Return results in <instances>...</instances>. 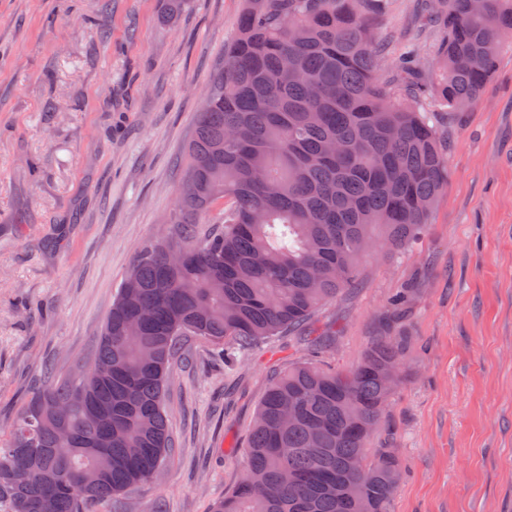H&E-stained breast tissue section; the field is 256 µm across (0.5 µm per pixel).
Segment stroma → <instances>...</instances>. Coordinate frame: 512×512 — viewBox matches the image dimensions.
<instances>
[{"mask_svg": "<svg viewBox=\"0 0 512 512\" xmlns=\"http://www.w3.org/2000/svg\"><path fill=\"white\" fill-rule=\"evenodd\" d=\"M244 0H0V430L45 366L80 369L126 272L161 240L211 72ZM386 59L429 58L412 0L383 22ZM434 119L451 178L428 224L315 313L324 359L361 360L411 289L400 384L373 434L406 475L393 512H512V43L480 100ZM293 336L232 365L196 342L168 384L180 448L151 485L95 512H212L242 477L270 376L307 358Z\"/></svg>", "mask_w": 512, "mask_h": 512, "instance_id": "stroma-1", "label": "stroma"}]
</instances>
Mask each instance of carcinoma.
<instances>
[{
  "mask_svg": "<svg viewBox=\"0 0 512 512\" xmlns=\"http://www.w3.org/2000/svg\"><path fill=\"white\" fill-rule=\"evenodd\" d=\"M390 7L245 0L185 148L175 231L142 250L90 360L48 372L0 433V512H90L151 483L177 452L168 382L195 342L242 355L297 334L364 256L422 231L450 178L434 106L480 99L512 0L417 3L439 35L433 86L412 48L378 77ZM386 329L350 371L305 359L273 378L245 475L213 512H392L402 460L369 447L392 396L380 375L405 350Z\"/></svg>",
  "mask_w": 512,
  "mask_h": 512,
  "instance_id": "1",
  "label": "carcinoma"
}]
</instances>
